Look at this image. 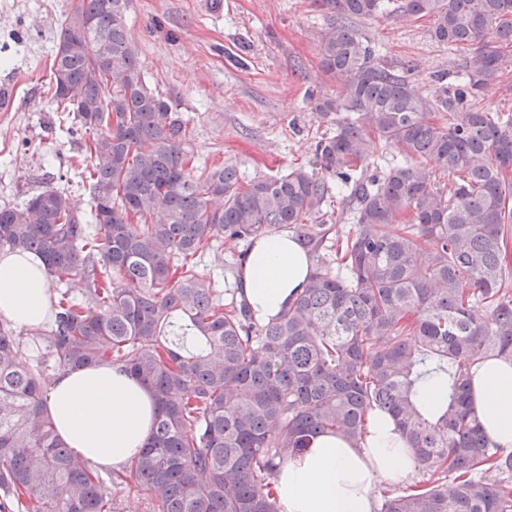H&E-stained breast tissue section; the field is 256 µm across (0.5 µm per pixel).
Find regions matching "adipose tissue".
<instances>
[{
    "label": "adipose tissue",
    "mask_w": 512,
    "mask_h": 512,
    "mask_svg": "<svg viewBox=\"0 0 512 512\" xmlns=\"http://www.w3.org/2000/svg\"><path fill=\"white\" fill-rule=\"evenodd\" d=\"M312 256L293 233L256 241L244 264L242 293L262 320L275 317L306 284ZM51 318L50 280L36 254L0 252V319L37 329ZM471 408L489 439L512 450V360L491 358L473 370ZM44 412L69 448L90 463L122 471L145 448L156 405L151 391L109 366L65 368ZM418 459L393 418L374 409L352 443L335 434L312 439L289 456L274 479L280 512H378L380 491L406 488Z\"/></svg>",
    "instance_id": "1"
}]
</instances>
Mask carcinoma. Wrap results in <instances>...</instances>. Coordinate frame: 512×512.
I'll return each instance as SVG.
<instances>
[{
  "label": "carcinoma",
  "mask_w": 512,
  "mask_h": 512,
  "mask_svg": "<svg viewBox=\"0 0 512 512\" xmlns=\"http://www.w3.org/2000/svg\"><path fill=\"white\" fill-rule=\"evenodd\" d=\"M326 2L320 66L337 91L316 111L336 113V131L316 145L319 168L249 180L195 165L173 106L143 77L128 0H80L62 20L52 103L89 134L93 206L84 222L47 188L0 209V250L41 255L68 287L36 333L37 364L0 327V512L14 500L112 512V487L142 493L151 512H278L273 476L288 455L324 433L360 439L373 408L394 416L426 475L385 493L380 512H448L450 499L453 512H512V454L468 402L473 367L512 358V109L478 104L512 64V0H395L399 18H431L436 43L471 48L461 79L432 96L354 27L385 0ZM377 148L402 158L372 168ZM439 170L457 177L451 188ZM333 178L352 214L337 268L318 263L277 317L217 302L178 263L216 237L234 249L284 225L319 251ZM101 365L146 385L157 408L147 446L107 482L43 410L56 370ZM427 381L441 391L432 406Z\"/></svg>",
  "instance_id": "cac0c4a2"
}]
</instances>
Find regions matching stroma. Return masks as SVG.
Wrapping results in <instances>:
<instances>
[{
	"instance_id": "35a3bbf8",
	"label": "stroma",
	"mask_w": 512,
	"mask_h": 512,
	"mask_svg": "<svg viewBox=\"0 0 512 512\" xmlns=\"http://www.w3.org/2000/svg\"><path fill=\"white\" fill-rule=\"evenodd\" d=\"M76 2L0 0V208L52 187L90 214L87 135L51 103L57 32ZM327 18L320 0H130L126 27L147 84L187 126L197 164H231L252 178L314 169L317 141L336 127L314 103L336 95L320 70ZM431 27L427 17L388 14L357 23L381 62L411 65L410 80L428 95L458 81L469 55L435 43ZM251 247L218 244L198 259L217 301L228 302Z\"/></svg>"
}]
</instances>
